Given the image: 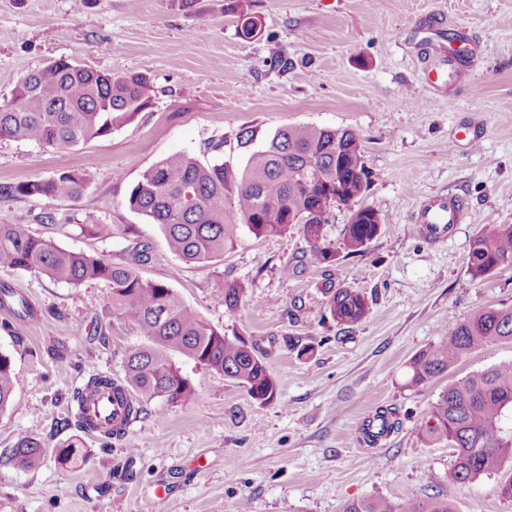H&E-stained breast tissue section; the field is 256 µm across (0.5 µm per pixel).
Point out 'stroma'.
Instances as JSON below:
<instances>
[{
    "label": "stroma",
    "mask_w": 512,
    "mask_h": 512,
    "mask_svg": "<svg viewBox=\"0 0 512 512\" xmlns=\"http://www.w3.org/2000/svg\"><path fill=\"white\" fill-rule=\"evenodd\" d=\"M0 0V99L18 79L59 59L112 73L145 72L149 109L109 136L64 151L0 139V185L49 179L93 162L76 198L0 201V223L116 263L147 250L136 269L173 288L218 331L256 343L278 384L259 406L236 382L172 354L195 390L181 405L156 399L119 438L77 425L73 395L89 377L123 380L124 362L144 345L113 313L102 281L75 287L0 268V286L24 296L34 316L0 306V351L16 387L0 414V512H154L169 483L166 512H343L346 502L397 503L451 496L455 512H512L484 476L451 492L433 486L453 451L427 444L430 404L448 384L512 360V341L474 352L448 372L409 386L407 366L450 325L478 309L512 308V265L473 277L468 252L487 224H512V0ZM260 17L239 35V17ZM289 60L280 68L278 58ZM446 74L433 87L430 71ZM293 124L353 128L364 140L371 184L360 205L381 230L364 253H339L324 269L307 260L298 229L257 238L240 229L223 257L186 264L159 225L131 210L142 169L176 154L245 164L255 144ZM477 148H470L472 134ZM458 197L471 211L448 241L422 240L419 201ZM87 224L100 231L91 236ZM354 289L369 317L343 331L325 318V280ZM242 280L235 311L217 299ZM403 414L400 429L370 445L361 423L378 408ZM42 446L38 464L12 458L19 438ZM66 441L84 461L59 465Z\"/></svg>",
    "instance_id": "35a3bbf8"
}]
</instances>
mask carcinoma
I'll list each match as a JSON object with an SVG mask.
<instances>
[{
  "instance_id": "1",
  "label": "carcinoma",
  "mask_w": 512,
  "mask_h": 512,
  "mask_svg": "<svg viewBox=\"0 0 512 512\" xmlns=\"http://www.w3.org/2000/svg\"><path fill=\"white\" fill-rule=\"evenodd\" d=\"M151 104L147 74L104 73L60 58L25 75L11 97L0 102V138L68 150L112 134ZM363 160V138L354 129L292 125L252 151L242 167L227 162L203 164L185 153L146 167L129 193L128 205L161 227L170 252L184 263H204L224 255L236 245L238 227L243 224L256 237L283 235L290 227H298L309 243L311 262L328 268L336 261V247L326 238L324 225L310 223V212L328 211L338 186L358 201L370 186V171ZM91 169L89 163L79 173L0 186V199L75 198L90 182ZM373 213L368 207L351 211L342 232L346 254L363 253L376 237L378 218ZM505 263H512V224H488L472 241L469 267L480 278ZM0 267L39 272L76 287L104 281L112 290V310L133 323L147 340L128 355L123 382L93 376L74 394L79 404L104 389L114 395L128 389L134 401L125 408L123 419L127 420L139 417L143 403L157 398L191 402L195 391L171 360V351L242 384L261 406L277 399V382L254 343L211 327L184 305L174 289L140 277L128 264L62 249L33 236L25 224H0ZM245 290L242 282H226L218 298L234 311ZM326 294V310L339 327L358 324L370 315L369 303L357 291L329 287ZM509 339L512 308L480 309L410 359L409 385H425L462 357ZM15 379L10 356L0 352V413L12 402ZM508 411L512 412V361L474 372L443 389L429 407L422 436L429 443L454 449L455 459L448 471L432 472L429 479L460 490L512 460V432H505L501 424ZM375 421L380 427L372 430ZM400 426L396 412L382 408L361 427V433L372 445ZM12 452L28 465L42 456L40 443L31 437L21 438ZM80 457L75 441L57 448L56 460L63 466ZM344 512H454V506L451 499L440 496L405 504L367 498L348 502Z\"/></svg>"
}]
</instances>
